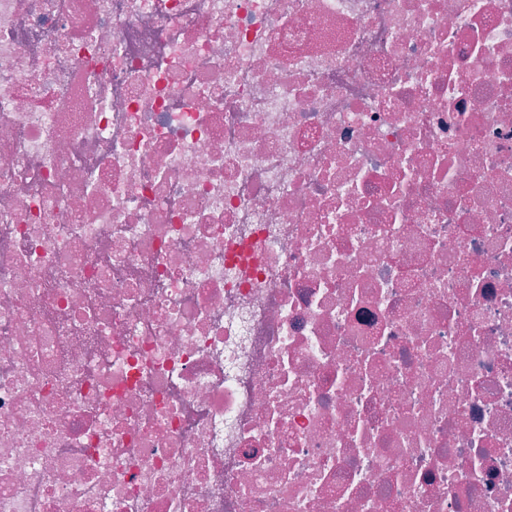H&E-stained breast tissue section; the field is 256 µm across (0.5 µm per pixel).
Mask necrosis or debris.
<instances>
[{
	"mask_svg": "<svg viewBox=\"0 0 512 512\" xmlns=\"http://www.w3.org/2000/svg\"><path fill=\"white\" fill-rule=\"evenodd\" d=\"M0 512H512V0H0Z\"/></svg>",
	"mask_w": 512,
	"mask_h": 512,
	"instance_id": "necrosis-or-debris-1",
	"label": "necrosis or debris"
}]
</instances>
